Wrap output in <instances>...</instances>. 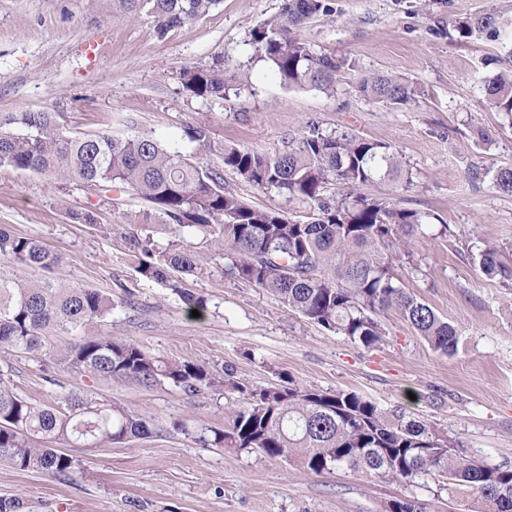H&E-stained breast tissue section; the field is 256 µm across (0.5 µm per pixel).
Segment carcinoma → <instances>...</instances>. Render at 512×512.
<instances>
[{
	"instance_id": "carcinoma-1",
	"label": "carcinoma",
	"mask_w": 512,
	"mask_h": 512,
	"mask_svg": "<svg viewBox=\"0 0 512 512\" xmlns=\"http://www.w3.org/2000/svg\"><path fill=\"white\" fill-rule=\"evenodd\" d=\"M155 34L215 10L221 0H148ZM329 0H282L280 10L248 32L254 58L288 88H312L332 97L342 81V63L315 52L302 35L306 24L329 15ZM458 37L497 40L502 23L493 14L460 18ZM508 65L484 79L485 104L512 124V51ZM181 82L193 98L224 99L245 79L229 74L224 60L187 67ZM359 94L398 108L414 98L408 79L375 73L356 83ZM60 112L0 115V168L29 170L75 184L103 197L117 190L139 203L137 230L130 236L135 272L179 290L177 275L208 274L207 256L178 243L159 248L152 226L174 227L181 237L199 238L224 258L226 274L276 295L281 302L325 330L365 348L383 342L377 313L394 311L435 351H457L459 334L394 277L395 265L411 260L427 227L448 225L438 215L403 207L364 187L389 181L412 183L410 171L388 144L348 133L326 132L306 122L275 155L258 149L215 144L205 126L184 136L192 153L154 136L115 138L109 132L72 135ZM229 169L250 185L300 198L310 205L305 219L277 207H256L224 187ZM498 191L512 195V167L495 171ZM512 246L484 243L473 259L489 278L512 291ZM34 271L61 264L42 243L0 225V263ZM111 295L60 278L14 280L0 274V348L53 355L96 382L133 377L150 388L167 382L193 391L219 388L239 398L224 408L227 425L200 437L210 448H257L270 458L292 456L310 472L349 470L374 480L413 485L433 478L448 493L462 486L472 512H512V467L488 465L459 451L452 436L384 409L355 392L321 389L292 379L268 387L249 385L232 372L216 376L206 365L161 357L121 336L90 338L85 326L112 315ZM72 342L58 349L48 333ZM0 367V465L57 479L69 477L75 461L57 441L94 445L153 433V425L91 390L70 391L36 405L9 385ZM385 512H422L413 498L390 501Z\"/></svg>"
}]
</instances>
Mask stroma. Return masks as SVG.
<instances>
[{
	"label": "stroma",
	"instance_id": "35a3bbf8",
	"mask_svg": "<svg viewBox=\"0 0 512 512\" xmlns=\"http://www.w3.org/2000/svg\"><path fill=\"white\" fill-rule=\"evenodd\" d=\"M280 0H223L219 10L158 39L145 0H0V113L59 112L74 135H157L186 147V128L207 126L214 141L284 151L313 121L394 147L412 174L410 187L375 184L373 193L401 206L439 214L450 233L430 230L412 262L397 266L404 286L460 333L458 351H434L396 313L377 348L330 333L280 299L224 275L209 259L204 278L182 289L205 296L191 316L177 293L134 270L128 217L111 198L24 170L0 169V224L34 237L59 255L52 274L111 293L123 307L87 326L86 336L114 334L153 352L232 370L267 385L286 377L323 389L354 391L381 407L448 432L467 454L512 465V297L469 256L471 246L512 243V196L494 173L512 166V124L480 108L487 58L505 55L512 35L459 41L452 19L493 14L512 21V0H335V12L309 21L314 51L342 61L335 97L289 89L263 63H251L250 29L274 15ZM223 57L227 70L247 68V86L223 100L190 97L183 68ZM408 78L415 99L388 108L355 90L364 75ZM226 187L258 207L292 218L307 203L257 189L225 171ZM89 209L96 224L69 220ZM21 396L48 404L88 379L49 357L0 351ZM96 390L158 425L146 439L71 445L76 467L67 479L0 468V496H16L32 512H385L389 500L415 497L425 512H466L470 499L449 496L437 482L409 487L371 483L344 470L314 474L289 457L257 449L209 448L201 432L224 426L225 399L208 388L188 393L136 380L97 382Z\"/></svg>",
	"mask_w": 512,
	"mask_h": 512
}]
</instances>
